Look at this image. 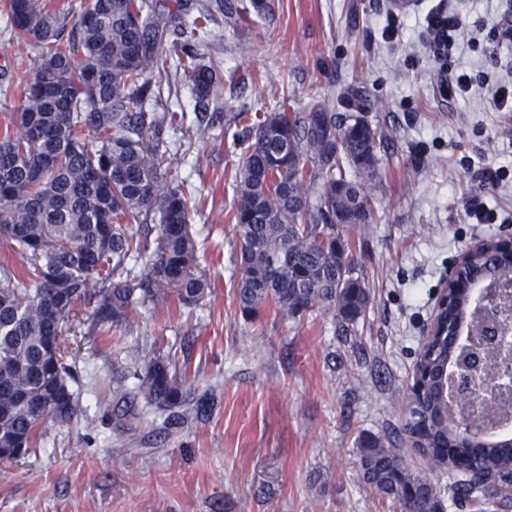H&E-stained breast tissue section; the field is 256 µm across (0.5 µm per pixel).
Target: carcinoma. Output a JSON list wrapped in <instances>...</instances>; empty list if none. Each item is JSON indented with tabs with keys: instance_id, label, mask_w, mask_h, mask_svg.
<instances>
[{
	"instance_id": "cac0c4a2",
	"label": "carcinoma",
	"mask_w": 512,
	"mask_h": 512,
	"mask_svg": "<svg viewBox=\"0 0 512 512\" xmlns=\"http://www.w3.org/2000/svg\"><path fill=\"white\" fill-rule=\"evenodd\" d=\"M192 24L158 0H89L76 18L56 12L48 0H8L11 32L38 49V66L26 81L16 128L0 131V246L20 255L26 274L0 280V460L19 458L42 436V418L56 406L61 423L77 414L71 388L76 363L64 336L82 332L77 307L91 309L88 331L128 323L136 304L175 290L184 305L202 299L209 284L194 269L197 246L188 200L177 169L163 159L164 125L183 124L184 113L150 111L160 99L153 76L164 67L158 35L178 23L168 48L175 70L191 83L200 118L216 97L220 77L200 52L203 20ZM348 112L321 101L306 112L286 103L240 132L236 204L230 221L239 242L237 300L242 315L256 320L301 318L321 311L341 336L370 303L359 241L351 233L374 221L373 190L388 135L367 120V92L349 93ZM152 224L154 241L134 227ZM498 249L469 255L467 277L496 272ZM141 260L147 272L133 274ZM469 290L459 288L448 319L465 314ZM453 338L424 354L429 363L453 354ZM187 368L168 359L147 362L138 393L159 410L186 404ZM439 395L428 387L403 425L422 455L446 448L473 461V475L441 487L411 471L378 438L358 448V476L400 512H445L446 504L481 512L512 506L488 502L485 477L512 469V442L459 446L448 424L435 418Z\"/></svg>"
}]
</instances>
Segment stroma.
Segmentation results:
<instances>
[{
	"label": "stroma",
	"mask_w": 512,
	"mask_h": 512,
	"mask_svg": "<svg viewBox=\"0 0 512 512\" xmlns=\"http://www.w3.org/2000/svg\"><path fill=\"white\" fill-rule=\"evenodd\" d=\"M251 0H224L202 51L223 84L214 123L176 135L187 180L196 271L210 291L193 306L176 295L139 306L132 324L82 342L64 337L87 376L75 383L77 417L46 422L25 458L0 461V512H398L357 478L366 435L401 449L408 468L449 485L460 473L429 468L402 426L413 368L449 268L475 242L512 234V174L482 187L485 167L512 171V112H498L482 86L467 98L440 92L444 73L485 71L512 79V0H273L272 16ZM0 0V128L24 100L37 51L18 41ZM441 8L467 29L458 51L425 49L424 16ZM494 27L478 35L474 24ZM366 87L368 114L390 137L374 189V223L356 236L370 304L353 341L315 311L288 321L245 320L236 298L238 239L230 222L240 151L224 132V103L260 114L280 96L293 110L316 100L346 111L349 85ZM498 215L468 216L472 199ZM145 358L171 355L205 392L204 415L170 418L136 395L115 404L117 346Z\"/></svg>",
	"instance_id": "obj_1"
}]
</instances>
